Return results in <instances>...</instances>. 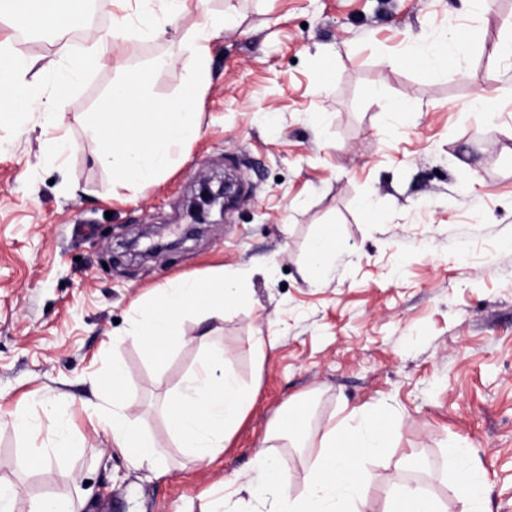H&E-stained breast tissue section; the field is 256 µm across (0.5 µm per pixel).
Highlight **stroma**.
Masks as SVG:
<instances>
[{
  "label": "stroma",
  "mask_w": 512,
  "mask_h": 512,
  "mask_svg": "<svg viewBox=\"0 0 512 512\" xmlns=\"http://www.w3.org/2000/svg\"><path fill=\"white\" fill-rule=\"evenodd\" d=\"M227 12L235 25L208 41L198 138L157 182L113 187L87 114L125 70L152 61L162 63L153 93L175 95L190 39ZM451 29L470 41L466 57L441 72L416 62ZM510 35L512 0H186L165 35L116 31L56 120L28 110L21 125L0 121V477L22 489L12 512L48 490L82 499V512H206L211 490L242 482L268 448L298 492L308 445L363 407L402 419L369 464L365 512H383L390 482L411 480L461 512L450 448L484 475L491 512H512V57L491 52ZM1 39L36 57L23 84L45 98L54 65L96 36L21 41L0 23ZM481 89L497 98L493 120L463 109ZM403 97L408 110L388 112ZM227 173L242 186L233 209L211 212L163 261L128 255L127 240L176 231L202 181ZM328 231L336 263L315 281L308 246ZM220 271L245 299L220 320L188 312L157 354L125 342L127 378L113 394L112 341L133 303ZM259 336L270 344L261 358ZM212 349L227 352L254 403L201 468L174 446L161 409ZM116 397L166 448L157 471L113 448L101 414ZM295 399L307 404L303 445L276 446L270 426ZM25 403L39 432L11 423ZM59 413L82 447L49 448Z\"/></svg>",
  "instance_id": "obj_1"
}]
</instances>
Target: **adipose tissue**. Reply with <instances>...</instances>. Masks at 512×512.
I'll return each instance as SVG.
<instances>
[{"label":"adipose tissue","mask_w":512,"mask_h":512,"mask_svg":"<svg viewBox=\"0 0 512 512\" xmlns=\"http://www.w3.org/2000/svg\"><path fill=\"white\" fill-rule=\"evenodd\" d=\"M0 15L16 30L54 29L66 33L81 25L83 0H0ZM107 47V39L102 36L89 50L72 57L57 72L56 96L44 100L25 99L21 89V80L35 66V59L0 48V102L21 100L28 109L52 114L72 81L103 59ZM238 296V288L226 277L210 286L196 280L172 283L155 298L134 306L127 336L144 342L148 351H157L175 336L182 315L199 301H206L211 312L220 316ZM252 401L250 391L227 369L225 354L218 350L204 358L201 370L188 380L184 391L167 400L163 418L178 447L187 449L198 465L207 466L223 452ZM103 423L113 445L128 454L135 465L163 464L164 449L131 420L125 405L113 403ZM399 424V419L386 423L365 411L355 416L353 423L329 428L312 449L314 461L303 475V491L298 495L282 463L266 452H257L252 460L253 476L245 490L258 506L269 507L270 512H361L375 479L366 463L389 446ZM447 456L457 474L466 512H490L486 481L471 466L467 451L451 448ZM385 512L443 509L439 499L419 487L395 483L389 488Z\"/></svg>","instance_id":"ef3b65f1"}]
</instances>
